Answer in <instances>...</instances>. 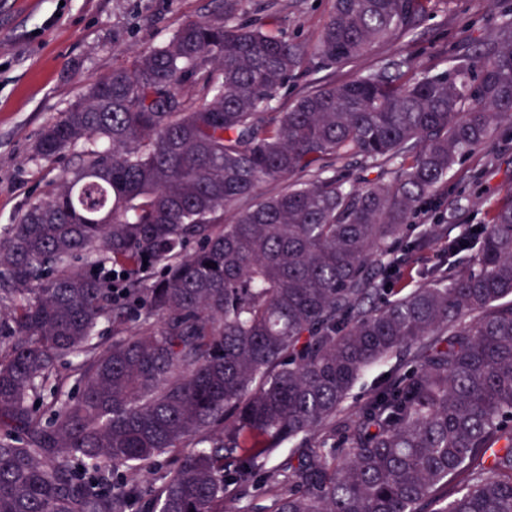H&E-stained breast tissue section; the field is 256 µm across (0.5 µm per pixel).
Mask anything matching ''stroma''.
Listing matches in <instances>:
<instances>
[{
  "label": "stroma",
  "instance_id": "stroma-1",
  "mask_svg": "<svg viewBox=\"0 0 512 512\" xmlns=\"http://www.w3.org/2000/svg\"><path fill=\"white\" fill-rule=\"evenodd\" d=\"M209 0H0V234L48 190L78 150L44 160L33 146L42 128L82 93L86 82L164 44ZM332 0H247L248 19L285 22L288 38L315 47ZM413 35L373 47L344 66L323 67L289 83L272 103L285 111L304 92L366 75L387 56L410 60L416 75L447 70L490 40L512 0H434ZM512 183V123L462 159L413 220L419 231L455 236L460 225L489 222L501 186Z\"/></svg>",
  "mask_w": 512,
  "mask_h": 512
}]
</instances>
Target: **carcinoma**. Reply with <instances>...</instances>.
I'll use <instances>...</instances> for the list:
<instances>
[{
  "label": "carcinoma",
  "mask_w": 512,
  "mask_h": 512,
  "mask_svg": "<svg viewBox=\"0 0 512 512\" xmlns=\"http://www.w3.org/2000/svg\"><path fill=\"white\" fill-rule=\"evenodd\" d=\"M431 2L333 0L310 50L219 0L43 128L37 157L82 150L0 236V512H243L251 490L268 512H512V185L459 235L471 263L372 302L399 245H438L412 236L422 202L512 121V18L446 71L387 58L271 111ZM348 159L390 171L348 188ZM403 359V356H393L385 363L368 370L355 384L348 403L352 404L365 397L375 385L385 381Z\"/></svg>",
  "instance_id": "obj_1"
}]
</instances>
